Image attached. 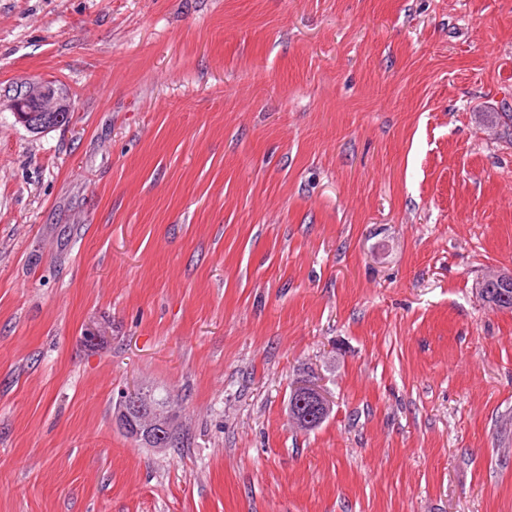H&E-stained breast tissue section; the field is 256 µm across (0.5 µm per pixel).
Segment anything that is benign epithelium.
Instances as JSON below:
<instances>
[{"mask_svg":"<svg viewBox=\"0 0 512 512\" xmlns=\"http://www.w3.org/2000/svg\"><path fill=\"white\" fill-rule=\"evenodd\" d=\"M52 95L44 82H32L23 93L27 104L25 112L17 113L23 121L32 112L44 111L46 102ZM330 411V403L325 395L311 386L294 390L290 399V412L296 424L311 428L320 423ZM116 422L129 436L148 448H170L175 442L172 413L154 403L145 387L137 386L119 394L116 401Z\"/></svg>","mask_w":512,"mask_h":512,"instance_id":"benign-epithelium-1","label":"benign epithelium"}]
</instances>
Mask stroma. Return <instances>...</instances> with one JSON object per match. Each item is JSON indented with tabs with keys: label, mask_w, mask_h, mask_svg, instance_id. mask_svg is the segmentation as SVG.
Listing matches in <instances>:
<instances>
[{
	"label": "stroma",
	"mask_w": 512,
	"mask_h": 512,
	"mask_svg": "<svg viewBox=\"0 0 512 512\" xmlns=\"http://www.w3.org/2000/svg\"><path fill=\"white\" fill-rule=\"evenodd\" d=\"M490 112L512 0H0V512H512ZM141 384L176 447L117 426ZM52 89H50L44 82L28 83L27 89L23 93V102L28 106L25 110L21 111L16 109L17 117L20 120H27L30 114L22 112H37L38 116L33 118L34 121L41 120L40 125L44 127L43 130L61 126L66 123L68 119V112H46L43 106L51 98ZM330 411V403L317 388L302 386L294 390L290 399V412L301 428H311L320 423Z\"/></svg>",
	"instance_id": "stroma-1"
}]
</instances>
